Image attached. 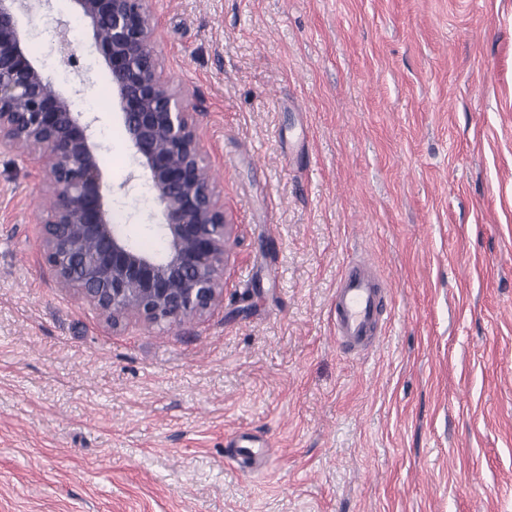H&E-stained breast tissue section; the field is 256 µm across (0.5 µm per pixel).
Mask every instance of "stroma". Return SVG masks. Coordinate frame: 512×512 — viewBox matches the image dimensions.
<instances>
[{
  "mask_svg": "<svg viewBox=\"0 0 512 512\" xmlns=\"http://www.w3.org/2000/svg\"><path fill=\"white\" fill-rule=\"evenodd\" d=\"M238 240L211 314L111 328L57 288L0 151V512H512V0H149ZM106 178L154 208L73 0ZM390 292L345 352L349 259ZM248 434L264 457L234 462Z\"/></svg>",
  "mask_w": 512,
  "mask_h": 512,
  "instance_id": "35a3bbf8",
  "label": "stroma"
}]
</instances>
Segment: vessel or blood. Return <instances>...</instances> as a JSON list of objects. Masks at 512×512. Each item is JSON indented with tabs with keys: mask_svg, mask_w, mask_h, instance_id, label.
<instances>
[{
	"mask_svg": "<svg viewBox=\"0 0 512 512\" xmlns=\"http://www.w3.org/2000/svg\"><path fill=\"white\" fill-rule=\"evenodd\" d=\"M389 304L381 287L363 260L347 262L336 286L331 317L336 336L350 353L365 351L383 326V313Z\"/></svg>",
	"mask_w": 512,
	"mask_h": 512,
	"instance_id": "vessel-or-blood-1",
	"label": "vessel or blood"
}]
</instances>
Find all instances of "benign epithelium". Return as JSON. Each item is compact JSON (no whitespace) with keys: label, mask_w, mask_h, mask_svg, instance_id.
<instances>
[{"label":"benign epithelium","mask_w":512,"mask_h":512,"mask_svg":"<svg viewBox=\"0 0 512 512\" xmlns=\"http://www.w3.org/2000/svg\"><path fill=\"white\" fill-rule=\"evenodd\" d=\"M90 25L112 102L159 206V252L135 246L113 223L115 188L105 179L99 116L77 112L32 57L18 14L50 0H0V148L36 166L52 201L39 246L59 287L112 327L135 317L172 325L210 313L223 297L226 255L237 225L203 156L197 113L158 70L148 0H72Z\"/></svg>","instance_id":"obj_1"}]
</instances>
